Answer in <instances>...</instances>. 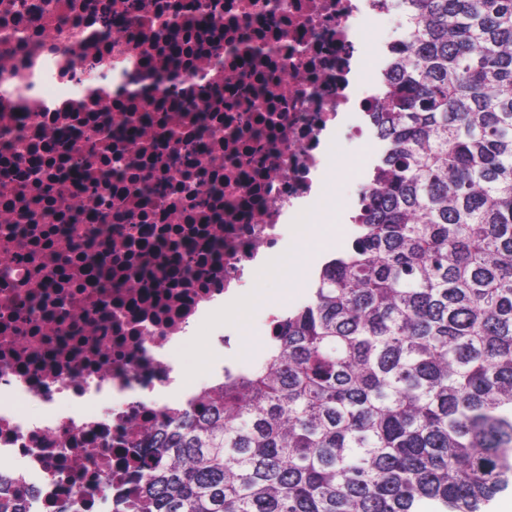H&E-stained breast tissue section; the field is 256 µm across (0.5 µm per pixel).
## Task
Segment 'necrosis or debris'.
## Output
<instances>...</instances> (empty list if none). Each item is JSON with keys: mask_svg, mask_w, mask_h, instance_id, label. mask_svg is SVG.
Here are the masks:
<instances>
[{"mask_svg": "<svg viewBox=\"0 0 512 512\" xmlns=\"http://www.w3.org/2000/svg\"><path fill=\"white\" fill-rule=\"evenodd\" d=\"M0 0V475L27 512H114L174 350L251 303L308 224L327 124L381 109L397 0ZM178 53H171V45ZM39 408L38 417L22 404Z\"/></svg>", "mask_w": 512, "mask_h": 512, "instance_id": "obj_1", "label": "necrosis or debris"}]
</instances>
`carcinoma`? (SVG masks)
<instances>
[{
    "mask_svg": "<svg viewBox=\"0 0 512 512\" xmlns=\"http://www.w3.org/2000/svg\"><path fill=\"white\" fill-rule=\"evenodd\" d=\"M347 245L166 416L132 512H490L512 490V0H403Z\"/></svg>",
    "mask_w": 512,
    "mask_h": 512,
    "instance_id": "1",
    "label": "carcinoma"
}]
</instances>
